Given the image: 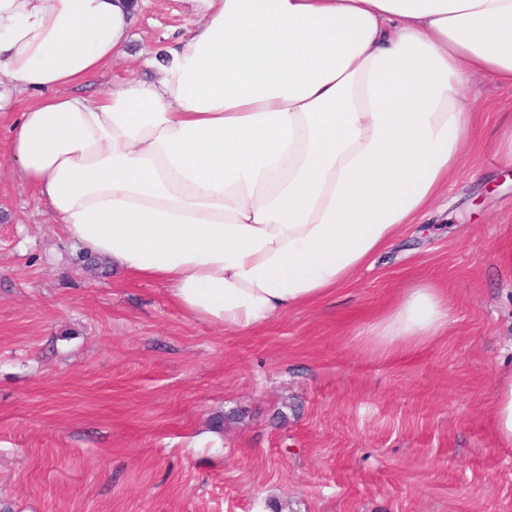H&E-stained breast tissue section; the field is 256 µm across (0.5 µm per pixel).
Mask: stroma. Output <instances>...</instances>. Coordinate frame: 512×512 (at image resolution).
Wrapping results in <instances>:
<instances>
[{
	"label": "stroma",
	"instance_id": "stroma-1",
	"mask_svg": "<svg viewBox=\"0 0 512 512\" xmlns=\"http://www.w3.org/2000/svg\"><path fill=\"white\" fill-rule=\"evenodd\" d=\"M189 23L142 0L112 77L149 78ZM483 104L459 169L417 225L325 302L245 334L171 305L166 285L90 271L7 154L0 114V512H512V447L488 429L512 372V167L495 150L512 86ZM413 279L451 325L388 359L361 326Z\"/></svg>",
	"mask_w": 512,
	"mask_h": 512
}]
</instances>
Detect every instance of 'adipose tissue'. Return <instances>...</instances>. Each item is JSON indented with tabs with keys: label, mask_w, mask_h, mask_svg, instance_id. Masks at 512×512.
I'll list each match as a JSON object with an SVG mask.
<instances>
[{
	"label": "adipose tissue",
	"mask_w": 512,
	"mask_h": 512,
	"mask_svg": "<svg viewBox=\"0 0 512 512\" xmlns=\"http://www.w3.org/2000/svg\"><path fill=\"white\" fill-rule=\"evenodd\" d=\"M157 79L88 80L125 56V0H0L10 158L55 223L171 304L243 334L318 304L438 197L463 158L478 75L512 86V0H194ZM415 281L359 331L393 358L445 336ZM493 442L512 447V373Z\"/></svg>",
	"instance_id": "1"
}]
</instances>
